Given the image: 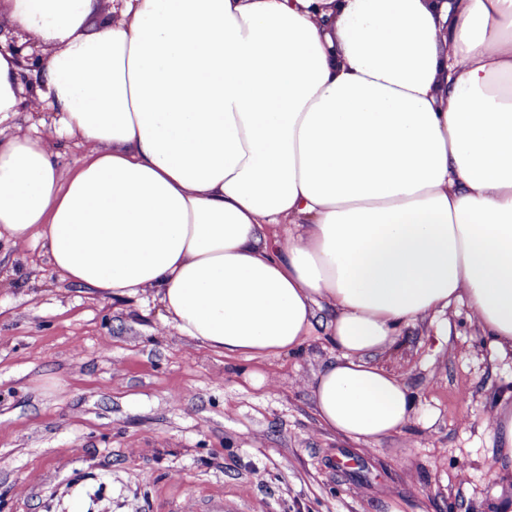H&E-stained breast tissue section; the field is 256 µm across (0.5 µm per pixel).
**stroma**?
<instances>
[{
    "instance_id": "stroma-1",
    "label": "stroma",
    "mask_w": 512,
    "mask_h": 512,
    "mask_svg": "<svg viewBox=\"0 0 512 512\" xmlns=\"http://www.w3.org/2000/svg\"><path fill=\"white\" fill-rule=\"evenodd\" d=\"M332 352L225 356L162 318L153 290L61 280L40 243L0 241V512H476L497 481L483 425L512 391L464 307L447 336L404 330L379 362L419 401L373 448L320 426L309 383Z\"/></svg>"
}]
</instances>
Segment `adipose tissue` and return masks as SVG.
I'll use <instances>...</instances> for the list:
<instances>
[{
	"instance_id": "adipose-tissue-1",
	"label": "adipose tissue",
	"mask_w": 512,
	"mask_h": 512,
	"mask_svg": "<svg viewBox=\"0 0 512 512\" xmlns=\"http://www.w3.org/2000/svg\"><path fill=\"white\" fill-rule=\"evenodd\" d=\"M0 0V239L60 279L155 289L224 355L323 328L322 427L371 447L418 401L376 357L466 306L512 356V0ZM93 151L75 171L50 139ZM489 422L512 512V408Z\"/></svg>"
}]
</instances>
